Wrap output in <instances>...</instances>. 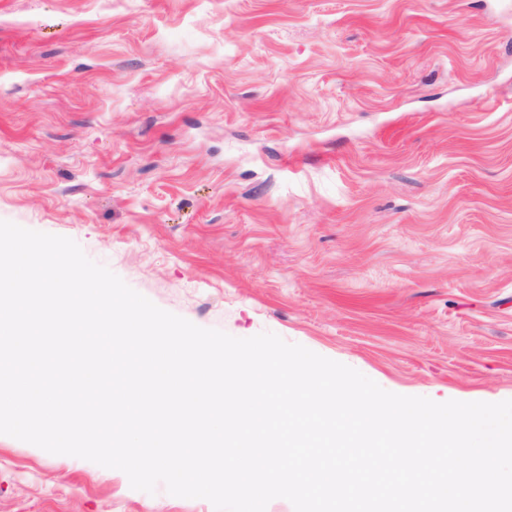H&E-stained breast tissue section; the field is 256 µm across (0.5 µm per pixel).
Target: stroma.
I'll list each match as a JSON object with an SVG mask.
<instances>
[{"label":"stroma","instance_id":"35a3bbf8","mask_svg":"<svg viewBox=\"0 0 512 512\" xmlns=\"http://www.w3.org/2000/svg\"><path fill=\"white\" fill-rule=\"evenodd\" d=\"M0 220L383 389L512 399V0H0ZM0 512H215L0 435Z\"/></svg>","mask_w":512,"mask_h":512}]
</instances>
